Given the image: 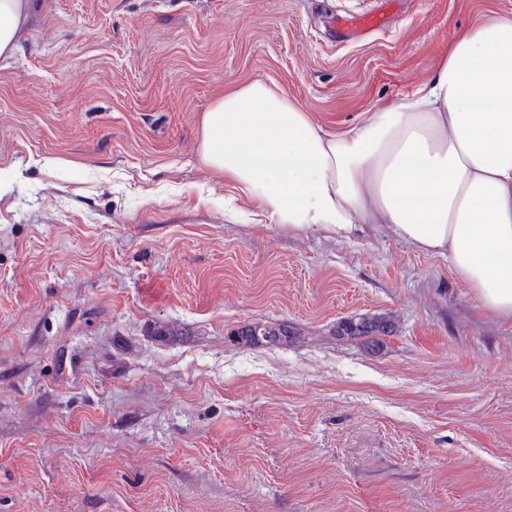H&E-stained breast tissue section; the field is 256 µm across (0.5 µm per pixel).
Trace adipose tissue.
<instances>
[{"mask_svg":"<svg viewBox=\"0 0 512 512\" xmlns=\"http://www.w3.org/2000/svg\"><path fill=\"white\" fill-rule=\"evenodd\" d=\"M30 5L0 0V57L18 50ZM199 151L279 228L384 229L512 319V14L462 30L410 98L338 130L274 80L240 83L205 110Z\"/></svg>","mask_w":512,"mask_h":512,"instance_id":"adipose-tissue-1","label":"adipose tissue"}]
</instances>
